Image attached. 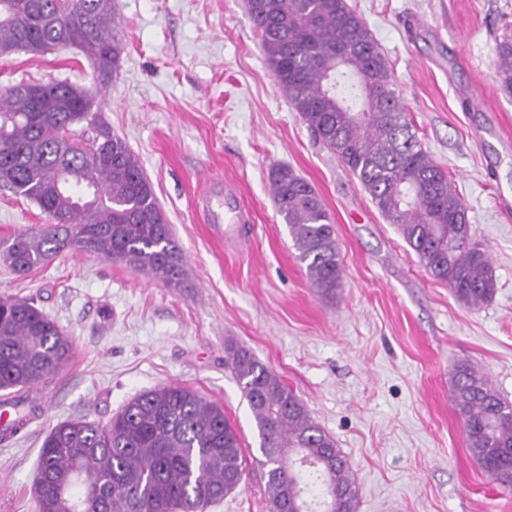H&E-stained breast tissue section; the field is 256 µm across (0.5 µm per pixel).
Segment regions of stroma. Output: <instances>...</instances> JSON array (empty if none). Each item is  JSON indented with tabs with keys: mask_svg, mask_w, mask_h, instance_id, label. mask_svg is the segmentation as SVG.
I'll return each mask as SVG.
<instances>
[{
	"mask_svg": "<svg viewBox=\"0 0 512 512\" xmlns=\"http://www.w3.org/2000/svg\"><path fill=\"white\" fill-rule=\"evenodd\" d=\"M384 53L423 147L447 171L497 290L476 309L427 273L359 181L276 85L245 0H114L124 51L98 97L152 182L183 254L180 288L84 252L26 275L0 263V296L33 299L73 339L38 397L41 415L0 445V512H35L48 429L107 423L134 396L194 388L235 426L242 487L206 512H267L253 414L224 347L250 350L295 392L349 461L359 512H512V486L469 455L450 402L457 362L481 367L512 402V94L496 46L512 0H347ZM85 86L77 49L0 57V91L20 81ZM291 166L320 196L342 267L334 299L307 278L278 215L270 173ZM220 182L250 213L225 246L204 206ZM0 187V240L46 223Z\"/></svg>",
	"mask_w": 512,
	"mask_h": 512,
	"instance_id": "1",
	"label": "stroma"
}]
</instances>
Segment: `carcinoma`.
Returning a JSON list of instances; mask_svg holds the SVG:
<instances>
[{
	"instance_id": "cac0c4a2",
	"label": "carcinoma",
	"mask_w": 512,
	"mask_h": 512,
	"mask_svg": "<svg viewBox=\"0 0 512 512\" xmlns=\"http://www.w3.org/2000/svg\"><path fill=\"white\" fill-rule=\"evenodd\" d=\"M0 0V56L44 55L68 45L98 62L107 86L124 49L112 0ZM248 11L277 86L316 138L358 178L372 202L431 276L468 308L490 301L497 282L471 232L448 174L423 148L388 62L347 0H251ZM501 84L512 93V40L497 46ZM99 92L65 80L20 82L0 93V184L38 204L51 223L0 244V261L25 275L56 257L86 252L144 273L172 288L186 278L182 252L153 185L126 142L97 123ZM94 126L85 147L73 127ZM92 188L80 204L63 184L62 164ZM278 214L297 259L324 299L340 286L334 225L311 185L281 166L270 177ZM69 336L21 297L0 298V400L10 419L0 442L38 416L31 390L48 386L70 360ZM227 362L256 421L268 468L269 512L295 504L313 512L302 477L321 482L323 512H358L355 482L335 441L304 403L248 350L229 345ZM451 404L470 455L484 472L512 485V403L469 361L451 380ZM35 484V512H206L245 481V456L224 411L195 389L160 386L131 399L102 425L85 419L49 429Z\"/></svg>"
}]
</instances>
